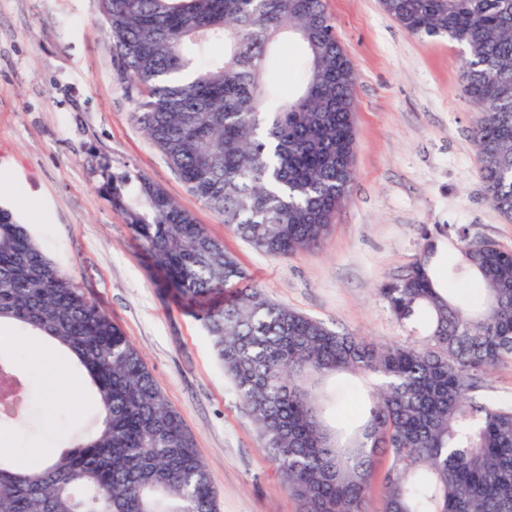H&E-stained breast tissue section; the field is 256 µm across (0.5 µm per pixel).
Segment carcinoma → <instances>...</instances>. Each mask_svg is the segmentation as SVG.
Listing matches in <instances>:
<instances>
[{"label":"carcinoma","instance_id":"carcinoma-1","mask_svg":"<svg viewBox=\"0 0 512 512\" xmlns=\"http://www.w3.org/2000/svg\"><path fill=\"white\" fill-rule=\"evenodd\" d=\"M136 103L132 117L190 191L273 260L313 249L355 178L356 76L326 0H98ZM408 33L466 52L464 97L478 176L512 222V0H384ZM291 33L301 85L281 97L266 81L271 50ZM112 206L149 268L212 338L225 374L302 512H512V406L476 394L512 359V249L448 226L452 275L482 296L448 294L438 243L425 234L408 271L380 289L422 336L377 344L270 301L192 213L147 178ZM233 291L224 305L200 308ZM66 352L95 392L96 425L52 464L0 459V512H217V490L181 416L122 329L54 266L13 213L0 208V323ZM370 381L354 430L331 424L322 384Z\"/></svg>","mask_w":512,"mask_h":512}]
</instances>
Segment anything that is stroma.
<instances>
[{
	"mask_svg": "<svg viewBox=\"0 0 512 512\" xmlns=\"http://www.w3.org/2000/svg\"><path fill=\"white\" fill-rule=\"evenodd\" d=\"M356 81L355 179L319 248L274 261L227 228L180 180L135 124L97 0H0V207L125 332L168 404L193 435L218 490V512H301L249 422L200 321L161 294L108 190L143 175L220 240L268 299L377 342L425 331L396 322L378 290L414 260L423 232L454 225L512 249V223L486 198L461 92L463 50L409 34L380 0H327ZM19 336L5 348L30 381L29 409L5 428L0 455L24 464L31 449L63 448L91 428L87 390L47 378L66 359ZM344 423L363 407L359 381L331 383Z\"/></svg>",
	"mask_w": 512,
	"mask_h": 512,
	"instance_id": "stroma-1",
	"label": "stroma"
}]
</instances>
